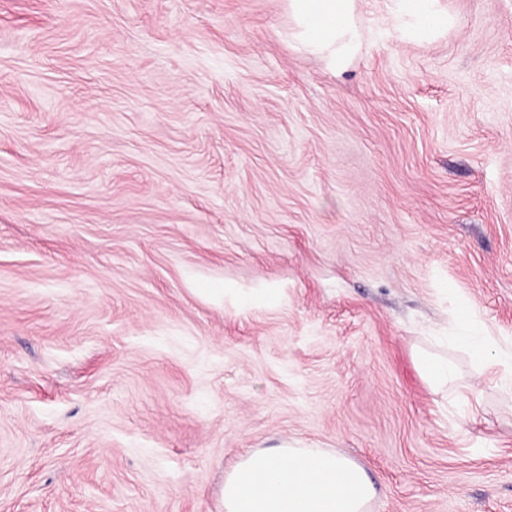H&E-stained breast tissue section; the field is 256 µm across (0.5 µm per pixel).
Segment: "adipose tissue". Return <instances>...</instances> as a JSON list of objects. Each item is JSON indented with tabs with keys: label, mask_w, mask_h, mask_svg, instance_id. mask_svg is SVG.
<instances>
[{
	"label": "adipose tissue",
	"mask_w": 512,
	"mask_h": 512,
	"mask_svg": "<svg viewBox=\"0 0 512 512\" xmlns=\"http://www.w3.org/2000/svg\"><path fill=\"white\" fill-rule=\"evenodd\" d=\"M295 36L309 50L343 67L360 43L355 0H286ZM458 342L475 357L494 348L500 389L512 394V339L470 333ZM413 361L429 389L449 400L471 392L455 361L417 348ZM375 489L365 470L349 457L314 448L284 445L247 453L224 477L219 512H367Z\"/></svg>",
	"instance_id": "1"
}]
</instances>
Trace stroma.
<instances>
[{
  "label": "stroma",
  "mask_w": 512,
  "mask_h": 512,
  "mask_svg": "<svg viewBox=\"0 0 512 512\" xmlns=\"http://www.w3.org/2000/svg\"><path fill=\"white\" fill-rule=\"evenodd\" d=\"M0 0V512H217L247 451L349 456L368 512H512V0ZM295 20V37L309 50L326 53L341 68L360 43L361 21L354 0H286ZM405 11L422 29H432L441 23V18L432 9V0H401ZM458 343L468 349L479 360L483 359L486 347H493L495 359L491 367L495 373L500 389L512 395V339L498 340L494 336H479L468 332L457 336ZM413 361L432 392L448 397L452 402L462 400L467 403L470 400L471 387L464 382L455 361L447 354L418 347L413 353Z\"/></svg>",
  "instance_id": "35a3bbf8"
}]
</instances>
